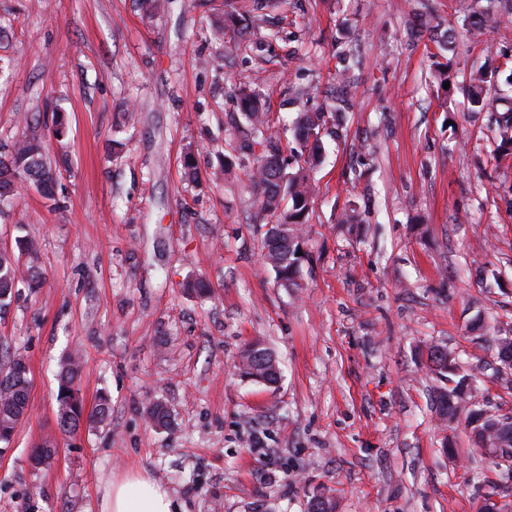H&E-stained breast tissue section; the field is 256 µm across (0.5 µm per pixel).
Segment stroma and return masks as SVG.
Instances as JSON below:
<instances>
[{
    "label": "stroma",
    "instance_id": "35a3bbf8",
    "mask_svg": "<svg viewBox=\"0 0 512 512\" xmlns=\"http://www.w3.org/2000/svg\"><path fill=\"white\" fill-rule=\"evenodd\" d=\"M487 5L272 0L242 34L224 21L253 0H0V154L37 134L58 177L55 199L19 181L0 205V248L34 238L45 275L0 315V352L31 379L29 415L0 443V512H99L111 479L140 474L176 512H309L319 493L335 512H480L490 495L512 512V477L438 419L422 358L440 344L468 369L493 359L488 329L512 330V161L462 93L490 51H512V20L460 29ZM243 83L286 143L297 113L337 112L294 288L263 263L266 221L235 163ZM197 279L206 293L187 291ZM256 339L277 387L234 368ZM71 353L86 419L69 436ZM104 398L108 418L89 422ZM58 376L57 417L62 433L70 435L79 428L82 417L81 405L74 388L80 378V366L75 357L68 356L62 361Z\"/></svg>",
    "mask_w": 512,
    "mask_h": 512
}]
</instances>
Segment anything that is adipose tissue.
Returning a JSON list of instances; mask_svg holds the SVG:
<instances>
[{
    "label": "adipose tissue",
    "mask_w": 512,
    "mask_h": 512,
    "mask_svg": "<svg viewBox=\"0 0 512 512\" xmlns=\"http://www.w3.org/2000/svg\"><path fill=\"white\" fill-rule=\"evenodd\" d=\"M169 493L147 477L112 481L105 488L100 512H174Z\"/></svg>",
    "instance_id": "adipose-tissue-1"
}]
</instances>
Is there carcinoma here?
Instances as JSON below:
<instances>
[{"label":"carcinoma","instance_id":"carcinoma-1","mask_svg":"<svg viewBox=\"0 0 512 512\" xmlns=\"http://www.w3.org/2000/svg\"><path fill=\"white\" fill-rule=\"evenodd\" d=\"M511 15L509 12L498 16L473 13L464 17L462 25L487 29L499 19ZM501 78L505 85L512 88V57L505 58L503 62L492 60L470 74L465 87L470 111L483 112L491 108L490 94L497 91L496 83ZM238 99L249 121L253 142L261 147V153L256 157L250 151L243 154L241 165L249 175L261 211L274 218L273 224L280 228L279 238L265 236L263 259L275 273L276 279L284 278L293 285L304 261L299 251L314 188L304 169L292 167L288 154H305L312 163H319L322 139L333 134L329 125L330 116L327 112L298 113L293 125L296 146L290 149L270 131V116L263 111L256 91L241 88ZM500 100L505 102L506 109L496 118V151L498 157L503 159L512 155V99L502 96ZM18 177L35 185L43 195L54 196L57 178L46 162L41 140L35 136L17 141L8 160L0 158V198L13 192ZM19 251L26 256L27 264H21L15 253L0 250V311L13 302L19 289L34 290L43 284V273L33 264V259L38 257L34 241L22 240ZM426 365L445 383L436 393V413L441 420L449 423L460 417L468 420L473 410L484 408V403L478 399L477 381L486 371V366H479L476 374L468 373L441 345L428 347ZM238 369L244 376L267 386L275 385L280 380V369L276 368L271 350L259 340L247 344L241 351ZM79 378L80 366L76 358L66 357L59 372L57 396V417L64 434L74 433L82 417L75 390ZM29 388L28 367L23 357L15 353L0 368V443L10 442L18 425L26 417ZM471 435L478 447L494 445L502 449V455L512 463V429L505 431L482 425L478 429L471 428Z\"/></svg>","mask_w":512,"mask_h":512}]
</instances>
